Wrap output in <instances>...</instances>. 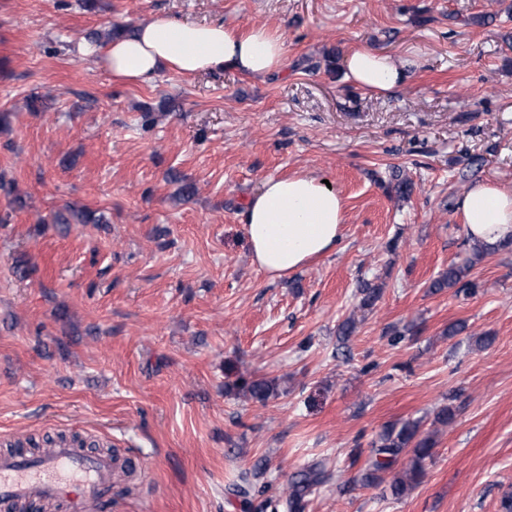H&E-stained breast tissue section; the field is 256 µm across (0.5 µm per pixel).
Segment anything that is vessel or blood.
<instances>
[{
	"label": "vessel or blood",
	"mask_w": 512,
	"mask_h": 512,
	"mask_svg": "<svg viewBox=\"0 0 512 512\" xmlns=\"http://www.w3.org/2000/svg\"><path fill=\"white\" fill-rule=\"evenodd\" d=\"M118 463L69 441L38 456L0 454V512H112Z\"/></svg>",
	"instance_id": "1"
}]
</instances>
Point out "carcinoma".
<instances>
[{
	"label": "carcinoma",
	"mask_w": 512,
	"mask_h": 512,
	"mask_svg": "<svg viewBox=\"0 0 512 512\" xmlns=\"http://www.w3.org/2000/svg\"><path fill=\"white\" fill-rule=\"evenodd\" d=\"M105 224L104 215L88 209H68V214L61 212L54 215V223L69 224ZM468 266L450 265L448 271L432 284V288L441 291L445 288L456 286L466 276ZM361 306L372 307L380 298L381 289L365 282L360 286ZM242 389L253 399L264 402L274 391L272 382L264 379H256L250 382L243 381ZM419 425L416 422H405L401 426L394 425L386 428L378 437L374 445L375 459L364 468L360 469L353 482L362 488L376 487L381 482L380 473L395 465L406 449H411L412 458L409 468L403 477L395 480L392 485V493L396 496L405 494L417 483L424 472L426 460L431 457L434 441L430 437L417 438ZM329 474L321 463L315 462L308 465L292 477L288 483L287 497L285 500L288 512H303L306 498L313 487L325 482Z\"/></svg>",
	"instance_id": "cac0c4a2"
}]
</instances>
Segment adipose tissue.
Here are the masks:
<instances>
[{
    "label": "adipose tissue",
    "instance_id": "adipose-tissue-1",
    "mask_svg": "<svg viewBox=\"0 0 512 512\" xmlns=\"http://www.w3.org/2000/svg\"><path fill=\"white\" fill-rule=\"evenodd\" d=\"M86 52L101 54L113 80L129 84L151 81L163 71L192 76L224 69L262 78L282 70L286 60L282 35L267 26L242 29L170 17L137 25ZM344 74L365 91L387 94L411 79L413 63L358 48L345 57ZM458 212L473 246L512 243V187L475 183L460 196ZM243 216L252 262L273 282L334 251L343 239L342 198L313 173L265 179Z\"/></svg>",
    "mask_w": 512,
    "mask_h": 512
}]
</instances>
